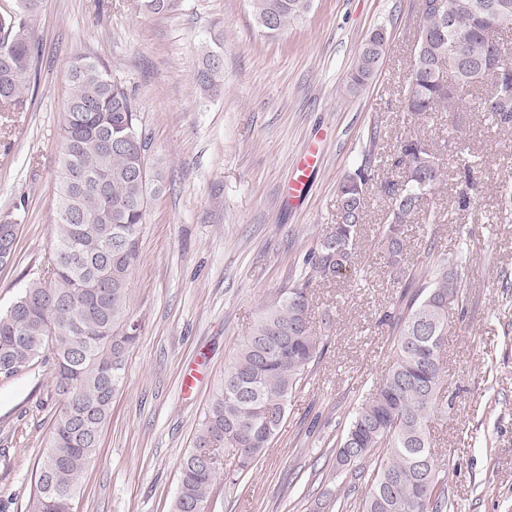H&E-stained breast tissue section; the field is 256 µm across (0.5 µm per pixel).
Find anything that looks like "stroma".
I'll return each instance as SVG.
<instances>
[{
    "instance_id": "1",
    "label": "stroma",
    "mask_w": 512,
    "mask_h": 512,
    "mask_svg": "<svg viewBox=\"0 0 512 512\" xmlns=\"http://www.w3.org/2000/svg\"><path fill=\"white\" fill-rule=\"evenodd\" d=\"M417 0H313L280 35L263 33L249 0H173L148 17L136 0H42L33 21L37 85L28 111L0 112V216L16 214L14 264L0 269V311L15 300L53 242L54 183L62 156L68 66L101 59L131 94L162 173L148 202L132 310L141 329L127 356L95 463L75 512H171L183 456L224 368L259 307L299 279L309 249L336 221L338 185L359 166L372 127L381 149L376 179L406 137L421 134L448 171L430 197L435 224L410 225L408 262L461 264L468 302L449 315L445 402L431 438L454 512H512V130L462 112V144L478 166L476 187L456 175L448 116L417 120L401 108L416 43ZM387 32L375 80L349 90L366 35ZM224 58L223 89L194 80L204 51ZM315 148L322 161L300 201L288 199L292 165ZM468 208H460L461 193ZM388 199L367 198L359 242L363 271L313 287V310L335 311L325 350L292 395L264 457L239 483L219 482L209 512H310L327 491H348L336 445L366 392L393 359L385 312L403 291L376 232ZM196 370L191 396L182 378ZM58 398L48 368L0 382V512H25Z\"/></svg>"
}]
</instances>
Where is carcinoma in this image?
<instances>
[{
    "instance_id": "cac0c4a2",
    "label": "carcinoma",
    "mask_w": 512,
    "mask_h": 512,
    "mask_svg": "<svg viewBox=\"0 0 512 512\" xmlns=\"http://www.w3.org/2000/svg\"><path fill=\"white\" fill-rule=\"evenodd\" d=\"M416 10L420 32L410 63L403 110L421 119L464 111V95L487 86L477 111L512 129V50L491 38L512 26V0H435ZM254 19L270 36L304 19L312 0H250ZM172 0H137L147 16L162 14ZM40 0H18L0 16V112H25L36 87L38 52L31 20ZM386 47L376 28L360 45L349 89L376 76ZM496 68L503 79H493ZM207 92L223 86V63L206 52L194 76ZM68 112L55 183L58 207L54 241L5 311L0 312V381L33 367L52 372L60 404L45 441L27 512H73L84 474L94 462L112 400L124 383L125 362L140 325L132 309V271L139 260V234L160 173L132 145L109 147L129 133H142L140 113L124 85L98 58L79 55L69 66ZM380 131L373 127L363 165L338 188L336 223L312 247L297 283L279 289L259 309L254 323L224 369V380L199 422L193 448L180 465L173 512H207L222 476L237 483L270 447L292 394L325 349L323 334L310 321L311 285L362 272L357 247L368 191L390 202L387 222L376 238L395 279L405 282L396 311L384 315L395 336L394 358L381 384L367 394L337 444L336 458L361 477L374 463L363 494V512H449L445 476L432 450L428 422L447 414L440 403L444 383L442 347L448 336V306L467 301L461 265H437L414 289L419 273L405 259L406 232L424 212V200L447 177L428 140L412 135L397 146L391 167L400 178L374 182L372 157ZM476 167L457 162V175L470 189ZM19 224L0 218V267L11 265ZM232 466L224 469V457Z\"/></svg>"
}]
</instances>
